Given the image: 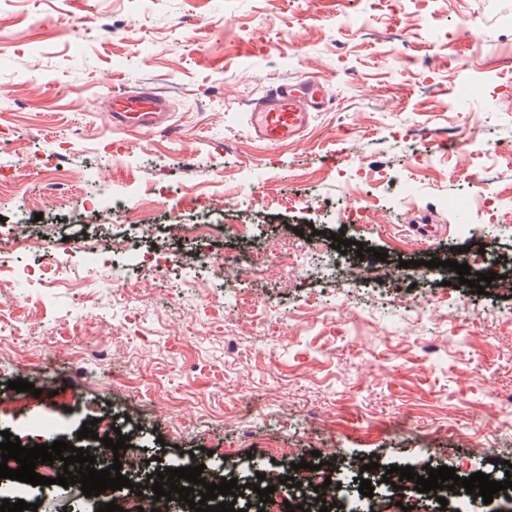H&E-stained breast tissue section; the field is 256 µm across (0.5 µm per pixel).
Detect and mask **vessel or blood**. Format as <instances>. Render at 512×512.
<instances>
[{
    "instance_id": "1",
    "label": "vessel or blood",
    "mask_w": 512,
    "mask_h": 512,
    "mask_svg": "<svg viewBox=\"0 0 512 512\" xmlns=\"http://www.w3.org/2000/svg\"><path fill=\"white\" fill-rule=\"evenodd\" d=\"M329 102L327 87L314 76L269 85L252 100L246 114L248 134L268 145L296 142L305 138L315 114ZM113 127L129 130L160 126L168 117L165 98L151 89L112 97Z\"/></svg>"
}]
</instances>
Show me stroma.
<instances>
[{
    "label": "stroma",
    "mask_w": 512,
    "mask_h": 512,
    "mask_svg": "<svg viewBox=\"0 0 512 512\" xmlns=\"http://www.w3.org/2000/svg\"><path fill=\"white\" fill-rule=\"evenodd\" d=\"M194 14L185 27L181 18ZM400 30L402 43L370 38ZM466 61L472 95L457 93ZM320 77L330 102L305 139L269 146L246 131L248 105L279 80ZM512 0H412L400 16L370 17L358 0H0V238L24 225L69 240L67 250L18 249L5 269L59 264L79 287L36 281L0 288V311L21 332L0 336V389L16 379L52 380L55 395L0 409V431L25 436L37 422L65 432L104 410L126 421L139 447L176 466L196 459L278 480L282 449L310 460H355L464 474L502 473L512 462V286L489 294L447 286L443 263L471 242L444 199L472 191L494 144H512ZM168 86L173 114L161 128L121 132L109 122L115 93ZM479 130L465 153L426 165L409 154L417 134L453 130L468 115ZM409 182L412 198L368 183L353 189L344 167ZM73 173L78 185L47 195ZM175 183L149 224H180L163 237L168 271L128 265L132 293L89 254L81 212L120 198L135 210L149 188ZM222 196L224 211L186 205L185 193ZM386 201L378 222L342 225L354 198ZM264 208L241 238L225 228ZM325 213H317L314 202ZM436 225L423 237L413 220ZM213 252L265 243L302 248L305 269L259 267L227 285L194 260L199 225ZM386 253L350 276L331 234ZM212 305L201 308L193 286ZM246 298L271 312L257 327ZM237 345L229 349L226 337ZM12 495L37 512H96L76 486Z\"/></svg>",
    "instance_id": "35a3bbf8"
}]
</instances>
